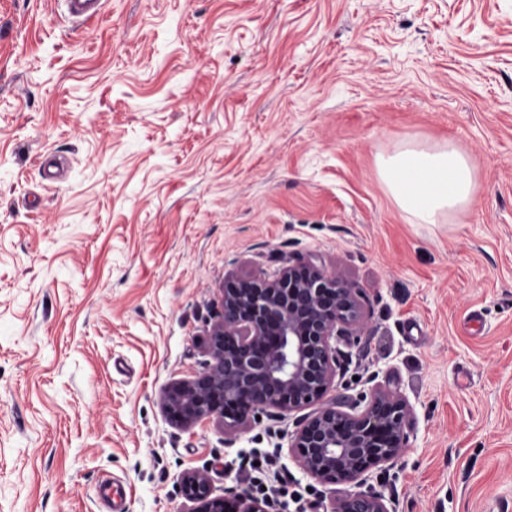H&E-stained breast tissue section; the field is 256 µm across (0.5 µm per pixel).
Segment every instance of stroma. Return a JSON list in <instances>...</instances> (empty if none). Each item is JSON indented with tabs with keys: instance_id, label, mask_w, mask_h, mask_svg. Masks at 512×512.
<instances>
[{
	"instance_id": "1",
	"label": "stroma",
	"mask_w": 512,
	"mask_h": 512,
	"mask_svg": "<svg viewBox=\"0 0 512 512\" xmlns=\"http://www.w3.org/2000/svg\"><path fill=\"white\" fill-rule=\"evenodd\" d=\"M0 0V512H185L275 450L328 512L349 484L288 452L315 406L230 434L161 394L207 358L228 282L314 262L359 293L333 385L380 386L409 447L394 512H512V0H108L70 34ZM455 144L467 210L423 224L379 160ZM63 164L44 177L40 156Z\"/></svg>"
}]
</instances>
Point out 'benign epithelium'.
<instances>
[{
	"mask_svg": "<svg viewBox=\"0 0 512 512\" xmlns=\"http://www.w3.org/2000/svg\"><path fill=\"white\" fill-rule=\"evenodd\" d=\"M356 289L324 270L289 265L272 277L239 279L223 289L222 310L209 330L210 356L193 377L167 385L165 412L190 426L216 418L246 430L270 410L323 405L295 432L289 452L310 477L364 484L365 474L394 465L408 447L410 408L398 394L376 387L352 400L328 402L340 365L337 344L361 326ZM186 512H268L270 503L233 495L214 497L201 471L185 474ZM330 512H390L385 498L358 490L334 500Z\"/></svg>",
	"mask_w": 512,
	"mask_h": 512,
	"instance_id": "1",
	"label": "benign epithelium"
}]
</instances>
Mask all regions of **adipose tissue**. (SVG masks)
Returning <instances> with one entry per match:
<instances>
[{"label":"adipose tissue","mask_w":512,"mask_h":512,"mask_svg":"<svg viewBox=\"0 0 512 512\" xmlns=\"http://www.w3.org/2000/svg\"><path fill=\"white\" fill-rule=\"evenodd\" d=\"M379 173L398 206L435 224L465 208L475 191V167L458 146H408L381 158Z\"/></svg>","instance_id":"1"}]
</instances>
